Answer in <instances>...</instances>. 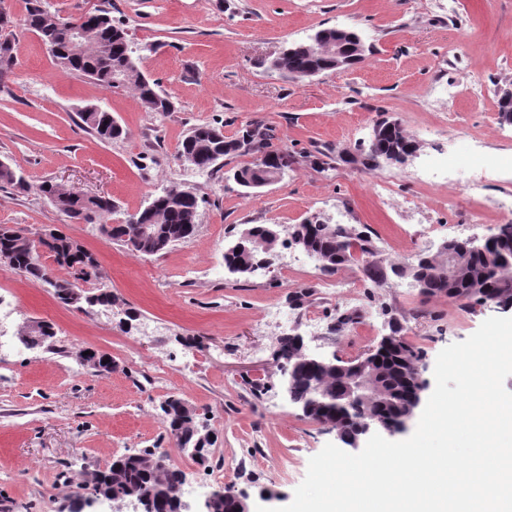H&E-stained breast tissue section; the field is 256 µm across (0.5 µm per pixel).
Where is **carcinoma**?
<instances>
[{"mask_svg":"<svg viewBox=\"0 0 512 512\" xmlns=\"http://www.w3.org/2000/svg\"><path fill=\"white\" fill-rule=\"evenodd\" d=\"M97 39L94 46L79 55L72 53L73 19H47V14L39 6L38 0H29L23 17V26L35 32L42 42L53 43L58 54L57 65L63 72H78L93 82L108 89H116L114 80L118 75H127L125 87L133 89L149 112L166 113L165 97L158 84L149 79L142 69L133 68L127 57L128 39L125 30L114 23L109 12L100 9ZM292 52L284 53L277 60V67L286 75L298 78L311 69L329 68L334 57L330 55H311L302 43L292 44ZM106 112L95 104L84 106L78 117L83 126L103 140H112L123 135L119 126H103ZM274 129H265L249 124L239 130L235 138H220L212 132V126L200 125L188 133L180 146L187 148L195 158L194 166L207 169L226 157L243 154H255L271 145ZM414 138L403 129L396 127L384 138L383 151L395 155L396 163L403 164L402 154ZM293 163L291 155L283 157L275 170L262 167L252 161L239 168L246 178L242 187L251 188L262 184L278 174L287 171ZM22 172L9 161H0V184L19 190L28 187L21 180ZM39 191L56 209L64 213L74 224H104L115 211V204L98 201L73 189H62L58 185L45 181ZM154 210L147 214L138 210L127 215L120 224L112 228L109 237L125 246L137 236L141 224H151L161 230L150 247L155 255L161 256L174 245L189 240L196 231V197H163L156 195ZM278 227L272 224H253L243 236L224 251V266L233 271L240 269V275L249 276L248 264H256L270 256L275 250L272 246V232ZM497 236L499 245L482 255H473L465 250V241L453 239L450 249L457 256V265L448 278L440 272L441 261L431 256L425 265L416 256L408 266L419 271L422 288L421 295L431 297L444 295L452 300L462 301L484 294L489 289L488 298L501 309L512 308V277L507 272L512 269V224L499 227ZM72 238L65 235L57 239L51 247L56 263L67 270V276L60 278L41 260L36 245L29 242L26 232L17 229L13 235L0 234V254L13 262L22 275L31 281L45 284L54 290L55 297L64 305L70 306L71 294L77 284H88L103 279L100 263L95 255L85 249L72 250ZM310 245L313 253L325 259L318 266L321 274L332 276L339 267L365 258L364 274L373 282L384 277L382 269L372 261L375 254L373 238L345 224H317L311 232ZM420 351L412 346L405 337L396 335L382 360L373 367L371 390L354 397L345 396L344 389L355 384L358 373L351 367L342 371H332L309 361L304 348L296 336L279 337L274 352L278 370L284 377V388L288 399L298 403H311L313 407L307 418L315 423L327 425L330 422L345 433L354 432L355 426L366 419L376 417L384 422H394L403 412L408 391L410 365ZM179 469L169 458L150 449L139 452V458L123 460L117 458L104 470L95 473L91 483L84 485L85 495L77 496L73 512H80L79 503L98 487L104 486L112 493L113 499L120 502L130 494L151 495L157 502L159 512L172 508V501L181 493L177 478Z\"/></svg>","mask_w":512,"mask_h":512,"instance_id":"cac0c4a2","label":"carcinoma"}]
</instances>
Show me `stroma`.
<instances>
[{
	"mask_svg": "<svg viewBox=\"0 0 512 512\" xmlns=\"http://www.w3.org/2000/svg\"><path fill=\"white\" fill-rule=\"evenodd\" d=\"M41 0L49 15L107 10L128 32L142 71L175 109L148 112L129 89H107L59 70L37 36L22 25L24 0H0L8 19L13 68L0 78V159L28 174L19 193L0 190V224L37 235L53 228L93 252L111 290L113 311L59 303L51 288L0 266V512H69L88 472L113 457L159 448L186 475L185 501L202 503L219 486L245 492L251 506L291 503L312 456L335 432L304 418L281 390L276 340L302 335L307 354L350 361L399 325L422 351L427 389L439 352L471 336L493 308L424 297L394 266L436 252L451 239H484L512 210V174L487 170L483 192L471 189L475 151L512 156V123L498 101L512 90V0ZM327 27L356 32L367 51L360 64L303 80L270 62L282 48ZM452 97L426 103L435 82ZM478 84L474 97L461 86ZM97 104L124 128L104 142L80 125L78 110ZM397 119L421 145L403 165L374 170L337 153L369 139L378 114ZM223 127L234 137L250 123L273 127L275 143L298 161L259 189L233 174L250 163L234 156L208 171L181 164L177 146L194 125ZM388 180L385 195L377 183ZM111 197L113 221L143 208L173 184L198 196L197 230L165 255L143 256L112 242L97 224H74L39 191L43 181ZM313 220L367 228L381 284L361 263L337 270L353 281L355 324L331 333L340 300L325 294L322 275L303 252L282 250L273 272L244 279L224 270V251L253 224L288 227ZM137 316L122 327L123 311ZM324 332L307 333L308 319ZM34 320L56 330L62 353L29 350L19 336ZM112 356L117 368L96 376L84 350ZM261 373L269 389L254 394ZM186 399L215 434L208 463L197 464L169 436L161 410ZM233 465L223 482L213 470Z\"/></svg>",
	"mask_w": 512,
	"mask_h": 512,
	"instance_id": "obj_1",
	"label": "stroma"
}]
</instances>
